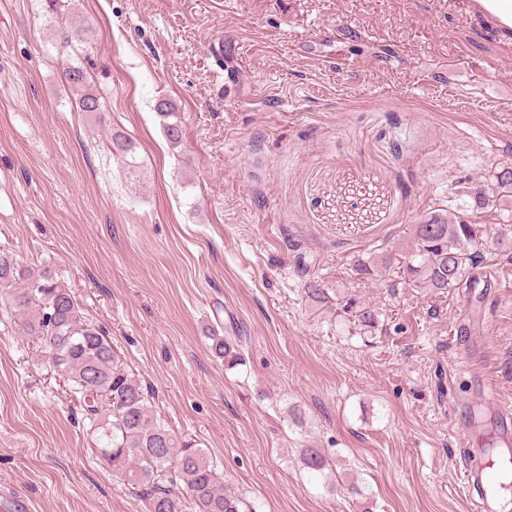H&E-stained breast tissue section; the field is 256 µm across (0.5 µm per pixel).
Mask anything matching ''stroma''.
<instances>
[{
  "mask_svg": "<svg viewBox=\"0 0 512 512\" xmlns=\"http://www.w3.org/2000/svg\"><path fill=\"white\" fill-rule=\"evenodd\" d=\"M62 3L0 0V251L70 285L245 512H469L454 468L501 428L454 423L479 379L512 406V218L482 219L486 324L467 341L468 290L352 266L512 166V50L448 0ZM61 22L90 49L59 54ZM72 66L102 115L77 110ZM92 446L0 305V490L32 512H145Z\"/></svg>",
  "mask_w": 512,
  "mask_h": 512,
  "instance_id": "stroma-1",
  "label": "stroma"
}]
</instances>
